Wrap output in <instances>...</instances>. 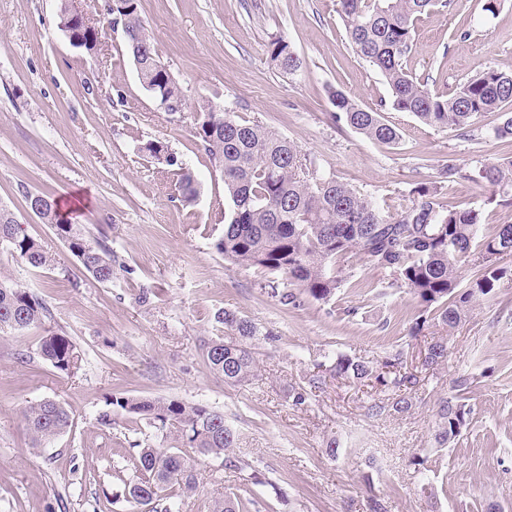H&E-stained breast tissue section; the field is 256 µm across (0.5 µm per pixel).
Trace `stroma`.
<instances>
[{"mask_svg": "<svg viewBox=\"0 0 512 512\" xmlns=\"http://www.w3.org/2000/svg\"><path fill=\"white\" fill-rule=\"evenodd\" d=\"M482 5L450 0L447 11L422 15L408 68L430 89L449 93L486 66L512 72V0L493 15ZM58 6L0 0V206L55 257L53 267L33 269L0 250V270L50 311L42 325L0 337V512H126L125 502L106 496L134 475L129 445L180 442L144 422L128 426L122 413L111 428L99 426L111 396L222 410L238 435L236 454L270 481L251 487L252 512H367L371 491L388 512H487L493 504L512 512V257L494 296L449 335L448 363L418 390L413 409L370 415L361 388L336 381L315 389L309 380L337 352L380 359L400 350L414 360L422 346L409 335L416 299L352 255L332 301L281 304L261 289L265 272L217 251L229 202L195 135V107L206 98L275 129L322 172L389 210L405 206L417 183L441 181L450 162L464 176L444 187L445 197L478 205L486 191L471 173L512 153V142L492 135L499 113L461 133L391 111L400 140L377 144L336 121L328 98L332 88L367 107L389 98L348 41L336 0H140L159 59L184 95L182 112L171 114L139 81L121 27L103 29L96 50L77 49L58 26ZM277 39L303 59L296 74L271 61ZM151 140L166 143L177 165L149 157L143 146ZM184 169L200 188L191 203L178 188ZM29 191L57 198L87 237L104 240L116 262L111 282L94 280L29 210ZM227 308L263 333L257 376L243 386L225 384L203 360L205 344L226 335L217 315ZM51 331L76 345L74 374L40 356ZM463 372L475 378L470 423L431 456L432 500L410 459L432 449L437 404ZM300 390L306 401L297 405ZM46 398L63 400L73 422L35 448L21 415ZM332 437L334 458L325 452ZM204 468L181 512H209L214 499L236 491L237 474L220 460Z\"/></svg>", "mask_w": 512, "mask_h": 512, "instance_id": "stroma-1", "label": "stroma"}]
</instances>
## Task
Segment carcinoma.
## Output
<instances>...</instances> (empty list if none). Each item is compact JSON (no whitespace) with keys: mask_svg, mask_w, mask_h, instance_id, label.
<instances>
[{"mask_svg":"<svg viewBox=\"0 0 512 512\" xmlns=\"http://www.w3.org/2000/svg\"><path fill=\"white\" fill-rule=\"evenodd\" d=\"M349 42L369 65L386 80L390 106L407 112L435 128L464 130L488 112L512 102V73L488 67L456 87L451 94L433 92L406 67L405 59L414 43L415 23L449 0H337ZM123 22L127 48L133 61L142 65L155 93L176 107H183L181 88L161 64L147 29L139 16V0H112L107 23ZM60 25L84 40L91 51L98 42L99 27L80 15L76 21L59 17ZM270 58L284 72L293 74L302 60L288 44L277 39L270 44ZM336 119L366 139L394 145L397 128L378 109L358 104L342 90L330 92ZM196 136L205 153L224 176V191L232 202L231 217L224 236L216 243L218 252L232 263L255 267L285 278L291 289L282 291L269 280L271 294L294 307L299 295L328 302L347 280L344 262L355 254L369 266L392 276L390 287L403 288L420 306L410 336H418L427 319L437 321L449 332L466 320L480 301L493 296L507 275L500 264L512 256V222L488 230L484 207L512 205V155L486 161L478 169L480 181L489 191L475 206L443 201L434 182L420 183L410 193V204L394 213L374 198L351 186L318 174L294 142L257 120H247L223 106L204 100L196 109ZM143 151L160 163L178 164L177 157L161 141L147 142ZM184 202L198 195L197 183L189 172L181 175ZM27 205L38 202L37 217L51 224L71 254L99 282H110L114 274L112 252L103 242H92L80 225L63 218L58 201L43 193H29ZM0 247L36 269L54 265L55 258L29 237L14 214L0 207ZM479 260V270L465 287H460L462 269L470 258ZM49 315L44 302L11 276L0 273V335L38 325ZM219 323L230 331L228 341L207 343L205 364L231 386L245 385L256 377L257 360L251 341L261 335L258 327L237 311L224 309ZM40 355L57 371L70 375L81 362L72 340L50 332L40 343ZM448 363V337L430 343L421 370L436 371ZM352 380L362 386L381 387L385 400L368 407L378 416L385 411L409 412L414 405L417 371L404 366L397 352L379 362L338 352L329 364L317 365L312 384L321 388L332 378ZM474 376L453 379L450 393L440 400L435 413V443L453 442L467 425L471 409L466 395ZM133 419H147L162 432H174L180 448H156L150 444L136 450V479L124 485L121 494L130 512L145 503L151 512H173V499L194 494L200 485V463L207 458L224 460V468L241 476L246 485L267 486L259 467L234 453L235 433L224 422V413L179 399L143 400L129 397L105 398ZM23 423L32 446L44 447L64 433L70 413L59 399H42L28 405ZM252 500L238 494L213 500L210 512H250Z\"/></svg>","mask_w":512,"mask_h":512,"instance_id":"obj_1","label":"carcinoma"}]
</instances>
